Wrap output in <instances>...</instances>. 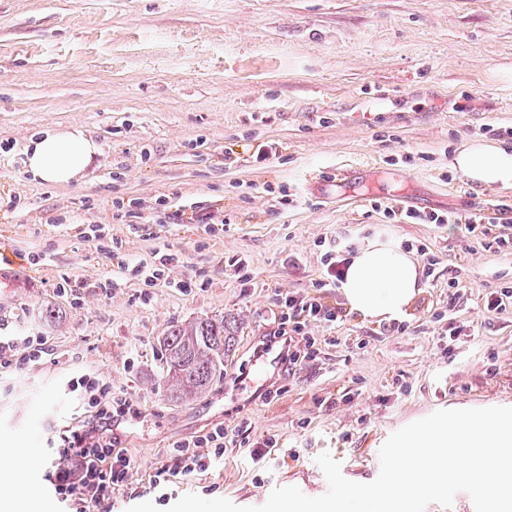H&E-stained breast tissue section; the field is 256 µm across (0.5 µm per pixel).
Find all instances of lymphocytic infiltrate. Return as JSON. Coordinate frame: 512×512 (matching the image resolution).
Listing matches in <instances>:
<instances>
[{
    "mask_svg": "<svg viewBox=\"0 0 512 512\" xmlns=\"http://www.w3.org/2000/svg\"><path fill=\"white\" fill-rule=\"evenodd\" d=\"M278 306L275 337L287 339L310 323L332 326L342 321L339 309L322 303L316 297H282ZM47 347L40 336H0V369H20L27 362L41 359ZM67 386L92 413L82 424L67 427L51 438L54 465L47 477L55 494L73 508L86 502L97 504L102 512H112L115 487L128 480L131 460L120 439L112 432L119 420L113 406L128 407L123 395L113 392L109 383L90 373L72 377ZM224 457V431L215 428L192 441L177 443L167 463L153 475V486L170 482L177 475L204 472Z\"/></svg>",
    "mask_w": 512,
    "mask_h": 512,
    "instance_id": "obj_1",
    "label": "lymphocytic infiltrate"
}]
</instances>
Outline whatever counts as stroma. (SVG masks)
<instances>
[{
  "label": "stroma",
  "instance_id": "1",
  "mask_svg": "<svg viewBox=\"0 0 512 512\" xmlns=\"http://www.w3.org/2000/svg\"><path fill=\"white\" fill-rule=\"evenodd\" d=\"M73 126L100 146L86 177L31 180L29 139ZM474 139L512 150V0H0V332L47 339L41 360L0 371V465H18L0 497L69 512L46 471L54 432L88 414L67 389L82 372L137 409L120 427L132 468L114 512L157 500L151 477L173 447L219 425L222 463L177 476L167 503L195 493L257 507L282 486L318 497L322 453L368 483L398 429L512 407V314L483 309L512 287V250L384 212L512 205L511 188L453 170ZM269 142L277 156L256 165ZM343 167L361 178L337 182ZM311 169L322 183L306 181ZM91 225L101 240L86 238ZM376 235L436 262L394 324L320 285L329 242ZM162 247L180 257L164 280L123 272ZM68 280L78 288L61 292ZM288 294L321 296L344 320L308 326L313 354L277 376L276 394L235 391ZM220 314L238 323L223 378L172 399L163 336ZM266 439L275 448L253 460Z\"/></svg>",
  "mask_w": 512,
  "mask_h": 512
}]
</instances>
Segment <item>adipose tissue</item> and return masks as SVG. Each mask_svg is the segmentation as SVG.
Listing matches in <instances>:
<instances>
[{"label": "adipose tissue", "instance_id": "adipose-tissue-1", "mask_svg": "<svg viewBox=\"0 0 512 512\" xmlns=\"http://www.w3.org/2000/svg\"><path fill=\"white\" fill-rule=\"evenodd\" d=\"M99 151L81 128L49 129L30 141L25 168L34 179L67 185L83 177ZM453 165L473 184L512 188V152L494 142L464 143ZM420 288L421 273L413 253L398 241L375 237L361 243L351 256L341 292L363 317L389 321L405 313Z\"/></svg>", "mask_w": 512, "mask_h": 512}]
</instances>
